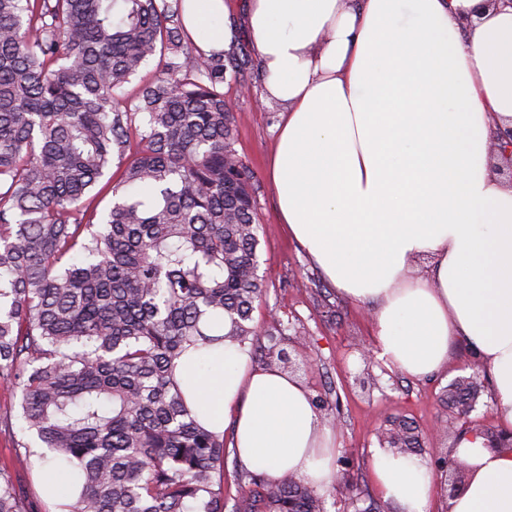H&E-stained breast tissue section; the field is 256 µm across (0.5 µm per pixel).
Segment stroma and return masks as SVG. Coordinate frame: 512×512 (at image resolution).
Masks as SVG:
<instances>
[{
    "mask_svg": "<svg viewBox=\"0 0 512 512\" xmlns=\"http://www.w3.org/2000/svg\"><path fill=\"white\" fill-rule=\"evenodd\" d=\"M250 95H242L241 86ZM260 69L249 66L227 77L224 94L237 115L235 148L251 169L260 224L259 274L264 292L255 302L253 321L261 330L284 324L280 338L296 361L297 376L312 398L324 404L320 412L336 435V476L321 497L326 512H401L384 500L372 480L373 452L378 434L391 421L417 427L420 457L435 475L429 512H447L449 480L465 483V465H453L452 450L459 432L480 426L499 436L495 398L488 371L475 359L472 345L457 340L444 372L411 378L382 362L363 358L359 348L374 342L370 306L341 295L289 236L276 218L270 186L269 157L277 135V105L260 99ZM474 377L481 392L467 420L455 419L446 404V389L455 379Z\"/></svg>",
    "mask_w": 512,
    "mask_h": 512,
    "instance_id": "35a3bbf8",
    "label": "stroma"
}]
</instances>
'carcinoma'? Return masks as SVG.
<instances>
[{
	"mask_svg": "<svg viewBox=\"0 0 512 512\" xmlns=\"http://www.w3.org/2000/svg\"><path fill=\"white\" fill-rule=\"evenodd\" d=\"M180 4L0 0V388L19 398L12 466L45 448L74 474L59 512H226L227 441L187 405L178 361L226 340L287 361L282 329L264 347L253 324L260 224L224 97L250 60L234 41L194 55ZM10 467L0 512H33ZM232 512L325 510L302 480L253 474Z\"/></svg>",
	"mask_w": 512,
	"mask_h": 512,
	"instance_id": "cac0c4a2",
	"label": "carcinoma"
}]
</instances>
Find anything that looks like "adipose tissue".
<instances>
[{"label": "adipose tissue", "mask_w": 512, "mask_h": 512, "mask_svg": "<svg viewBox=\"0 0 512 512\" xmlns=\"http://www.w3.org/2000/svg\"><path fill=\"white\" fill-rule=\"evenodd\" d=\"M480 2L248 0L244 30L261 99L282 110L278 223L341 294L372 302L371 351L388 368L439 372L467 338L512 429V186L490 164L492 122L512 125V5ZM234 7L182 0L203 53L228 50ZM421 257L425 274L410 276ZM177 376L205 427L233 423L246 470L330 485L336 437L298 379L229 342L188 351ZM452 453L469 477L448 512H512V448L473 430ZM373 480L402 512H427L421 459L376 449Z\"/></svg>", "instance_id": "ef3b65f1"}]
</instances>
